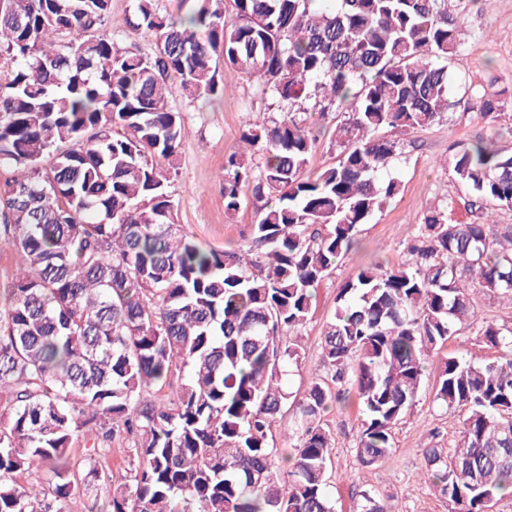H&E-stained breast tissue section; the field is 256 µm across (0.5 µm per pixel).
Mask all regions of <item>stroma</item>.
<instances>
[{"label":"stroma","mask_w":512,"mask_h":512,"mask_svg":"<svg viewBox=\"0 0 512 512\" xmlns=\"http://www.w3.org/2000/svg\"><path fill=\"white\" fill-rule=\"evenodd\" d=\"M135 0H112L104 30L122 47L141 55L157 48L147 30L132 31L126 25ZM448 10L464 20L461 54L448 71L453 101L447 114L435 124L404 136L401 155L380 173L381 180L401 183V192L382 213L362 225L356 247L337 264L335 271L315 290L313 309L300 334L301 359L291 368L287 388L302 395L312 378L324 375L320 355L323 326L336 310V297L344 282L363 267L398 266L407 257V247L419 231L423 215L433 208L451 207L455 223L472 219L465 190L455 181L448 159L455 146L481 136L497 148L512 153V0H449ZM223 96L191 101L175 97L173 105L182 114L186 129L175 160L176 174L170 191L175 202L176 222L199 245L218 251H235L248 242L249 227L260 207L252 191H244L237 210L224 209V161L237 151L241 134L253 124L279 118L280 112L259 78L240 69L220 67ZM503 92L504 106L498 119L485 123L473 109L476 95ZM476 318L463 326L447 343V352H463L476 362L500 357L498 349L486 345L481 336L483 322L512 326V302L474 292ZM461 411L442 408L433 400L431 387H424L414 405L394 430V452L380 465L364 468L355 458L360 412L354 391L341 402L330 403L323 421L332 434L330 493L335 512H353L360 491L370 490L390 501L395 512H451L424 478L423 449L431 445L451 454L461 431ZM135 456L134 444L124 434L116 435L104 449L92 451L79 441L67 457L76 477H84L96 466L92 497L77 496L71 512H108L112 495L103 480L123 478Z\"/></svg>","instance_id":"35a3bbf8"}]
</instances>
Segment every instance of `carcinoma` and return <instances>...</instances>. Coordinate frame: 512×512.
Returning <instances> with one entry per match:
<instances>
[{
	"label": "carcinoma",
	"mask_w": 512,
	"mask_h": 512,
	"mask_svg": "<svg viewBox=\"0 0 512 512\" xmlns=\"http://www.w3.org/2000/svg\"><path fill=\"white\" fill-rule=\"evenodd\" d=\"M136 0L129 28L154 32L143 57L103 32L111 0H0V223L22 254L0 296V512H67L78 484L66 453L80 439L135 438L133 475L113 484L111 512H334L330 384L362 409L358 464L378 465L416 402L428 358L475 319L473 292L512 300V153L478 139L449 160L480 220L427 211L410 258L344 284L320 341L326 378L309 383L288 429L296 454L283 482L271 426L288 403L284 377L301 358L313 290L352 248L360 225L400 192L378 171L407 135L450 108L448 61L461 24L448 0H181L182 15ZM266 79L280 118L241 136L259 175L234 152L224 206L250 187L260 206L250 243L206 250L175 224L173 160L185 135L175 92H224L217 60ZM345 109L334 165L306 175L318 136L306 112ZM493 121L495 94L476 96ZM502 351L477 363L441 358L433 401L464 409L450 459L423 450L453 512H487L512 488V327L485 324ZM165 403L146 397L174 373ZM43 471L38 485L22 476ZM354 512H394L363 491Z\"/></svg>",
	"instance_id": "carcinoma-1"
}]
</instances>
